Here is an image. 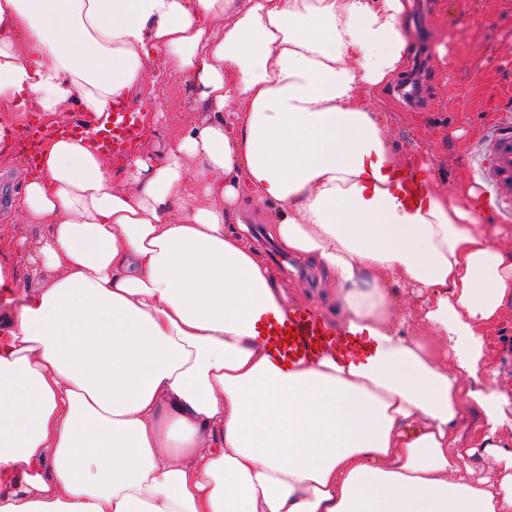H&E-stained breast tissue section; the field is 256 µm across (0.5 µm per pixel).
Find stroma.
I'll return each mask as SVG.
<instances>
[{
  "label": "stroma",
  "mask_w": 512,
  "mask_h": 512,
  "mask_svg": "<svg viewBox=\"0 0 512 512\" xmlns=\"http://www.w3.org/2000/svg\"><path fill=\"white\" fill-rule=\"evenodd\" d=\"M424 26L408 28L409 62L387 86L373 92L369 108L377 113L386 138L403 158L427 157L433 185L443 192L474 184L468 158L479 135L499 113L512 112V0H431ZM428 101L423 112L408 110L398 90L411 77ZM191 82L186 78L150 76L141 110L155 123L157 134L141 149L154 153L158 137L179 132L196 117L190 107ZM22 159L0 164V253L16 269V286L29 285L27 257L46 228L23 224L9 208L28 177ZM267 258L288 284L290 301L336 318L334 292L320 271L275 249ZM497 353L490 386L508 399L502 413L512 422V327L495 335Z\"/></svg>",
  "instance_id": "1"
}]
</instances>
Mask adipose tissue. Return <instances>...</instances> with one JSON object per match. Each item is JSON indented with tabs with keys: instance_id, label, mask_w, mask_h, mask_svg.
I'll return each instance as SVG.
<instances>
[{
	"instance_id": "ef3b65f1",
	"label": "adipose tissue",
	"mask_w": 512,
	"mask_h": 512,
	"mask_svg": "<svg viewBox=\"0 0 512 512\" xmlns=\"http://www.w3.org/2000/svg\"><path fill=\"white\" fill-rule=\"evenodd\" d=\"M403 11L0 0V112L56 129L14 201L48 231L0 312V512H512L486 336L512 319V250L474 190L409 197L399 173L431 165L402 164L364 98L402 69ZM157 67L193 79L198 117L113 166L94 135ZM71 105L79 136L57 131ZM248 203L366 355L268 348L288 293L234 229ZM399 283L419 311L396 316ZM478 454L502 474L475 477Z\"/></svg>"
}]
</instances>
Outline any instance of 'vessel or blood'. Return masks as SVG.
I'll use <instances>...</instances> for the list:
<instances>
[{
    "label": "vessel or blood",
    "instance_id": "b4317fda",
    "mask_svg": "<svg viewBox=\"0 0 512 512\" xmlns=\"http://www.w3.org/2000/svg\"><path fill=\"white\" fill-rule=\"evenodd\" d=\"M145 128L140 112L131 103L117 101L112 106V121L96 140L98 150L120 156L141 145ZM477 175L485 185V198L503 222L512 221V115L503 114L481 146ZM266 342L279 357L291 362L308 361L333 350L342 356L363 352L364 341L340 338L333 324L320 312L296 307L284 318L269 319Z\"/></svg>",
    "mask_w": 512,
    "mask_h": 512
}]
</instances>
